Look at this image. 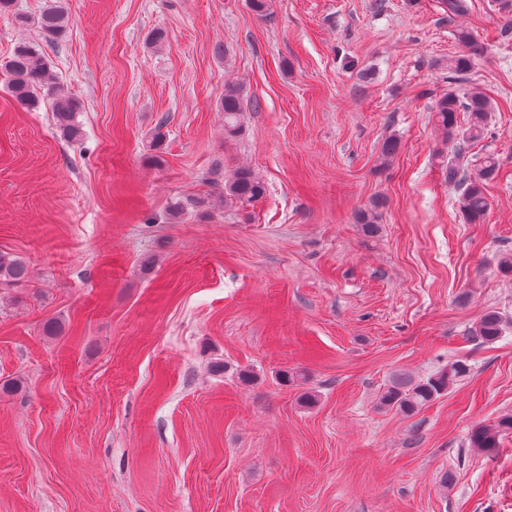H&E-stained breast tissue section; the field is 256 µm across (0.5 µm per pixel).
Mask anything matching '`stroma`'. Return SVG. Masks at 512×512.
Masks as SVG:
<instances>
[{"label": "stroma", "instance_id": "1", "mask_svg": "<svg viewBox=\"0 0 512 512\" xmlns=\"http://www.w3.org/2000/svg\"><path fill=\"white\" fill-rule=\"evenodd\" d=\"M67 3L54 43L0 15V61L38 43L82 128L62 140L0 77V250L32 272L0 292V512H512V436L468 446L512 414V328L471 335L486 310L512 319V17L495 0L453 20L437 0ZM459 28L480 52L452 85ZM451 88L493 109L471 150L498 161L480 224L436 162ZM217 162L266 196L164 222ZM376 197L369 238L356 214ZM457 360L467 379L416 415L377 408L393 374ZM218 107L221 112H224L225 139L237 138L242 132L241 116L244 112L240 88L236 85L225 84ZM512 434V415L500 418L491 426H476L469 435V448L491 453L499 448L500 440Z\"/></svg>", "mask_w": 512, "mask_h": 512}]
</instances>
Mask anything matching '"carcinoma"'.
Listing matches in <instances>:
<instances>
[{
	"label": "carcinoma",
	"instance_id": "cac0c4a2",
	"mask_svg": "<svg viewBox=\"0 0 512 512\" xmlns=\"http://www.w3.org/2000/svg\"><path fill=\"white\" fill-rule=\"evenodd\" d=\"M439 7L453 20L467 10V0H439ZM33 24L47 40L56 41L64 35L68 26L67 9L61 5L43 11ZM470 58L458 55L448 59V80L457 81L470 68ZM6 76L5 86L16 105L24 110L39 106L40 97L47 98L54 125L60 138L74 142L80 137L76 120L79 105L73 97L59 92L53 82L51 66L40 51L39 45L30 41H19L10 56L0 63ZM218 107L224 112V138L234 139L242 132L241 116L244 112L243 98L239 87L224 86ZM492 107L481 93L470 91L459 96L450 90L436 101L432 115L434 124L451 143L450 155L439 157V166L448 184L460 190L459 210L468 224H480L489 209L486 198L488 183L495 179L498 164L494 156L485 157L477 170L469 168L467 150L483 139ZM203 182L224 189V205L246 206L261 200L266 192L265 182L250 168L237 167L229 173L214 169L203 178ZM382 201L362 210L357 222L364 234L373 237L378 232L377 210ZM204 216L209 212V201L205 196L176 200L171 205L170 216L177 220L188 210ZM31 279L29 264L23 257L0 250V289L26 285ZM506 319L496 310L486 311L476 322L472 335L482 343H496L505 333ZM469 374L463 361H456L424 377L415 378L401 373L395 374L379 391L377 405L386 411H395L412 416L430 403L448 394L457 382ZM512 434V415L500 418L491 426H476L469 435V447L483 453H491L500 445V440Z\"/></svg>",
	"mask_w": 512,
	"mask_h": 512
}]
</instances>
